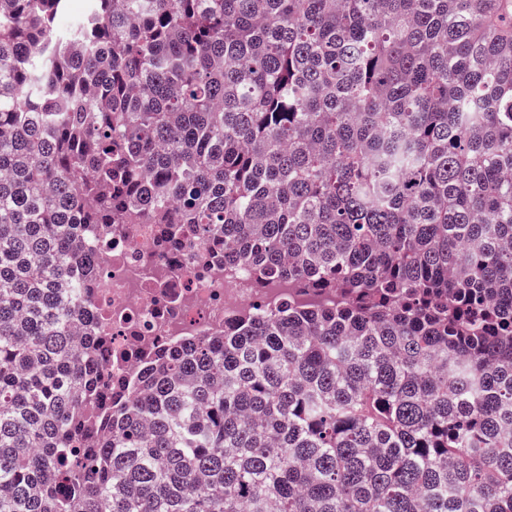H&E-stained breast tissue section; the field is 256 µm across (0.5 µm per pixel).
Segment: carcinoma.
<instances>
[{
	"instance_id": "carcinoma-1",
	"label": "carcinoma",
	"mask_w": 512,
	"mask_h": 512,
	"mask_svg": "<svg viewBox=\"0 0 512 512\" xmlns=\"http://www.w3.org/2000/svg\"><path fill=\"white\" fill-rule=\"evenodd\" d=\"M66 2L0 0V512H512V0ZM79 224L320 300L87 405ZM89 0H69L66 9L57 18L59 30H65L78 22L90 8Z\"/></svg>"
}]
</instances>
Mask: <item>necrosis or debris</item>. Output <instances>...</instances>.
<instances>
[{
    "instance_id": "necrosis-or-debris-1",
    "label": "necrosis or debris",
    "mask_w": 512,
    "mask_h": 512,
    "mask_svg": "<svg viewBox=\"0 0 512 512\" xmlns=\"http://www.w3.org/2000/svg\"><path fill=\"white\" fill-rule=\"evenodd\" d=\"M76 241L93 264L82 331L98 349L103 383L115 389L127 388L158 349L223 335L241 311L288 302L285 286L257 287L245 268L225 270L223 258L199 264L185 244L160 253L152 224H83Z\"/></svg>"
}]
</instances>
